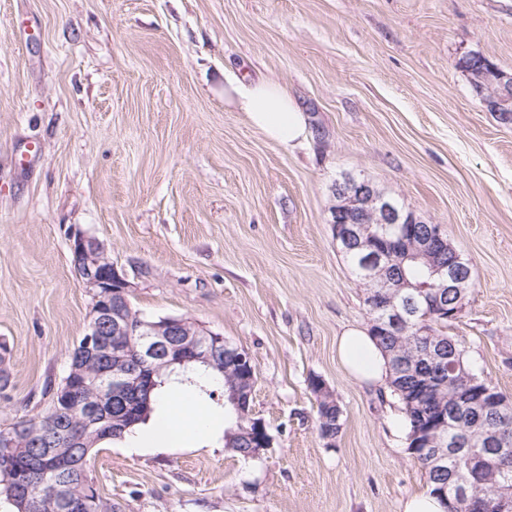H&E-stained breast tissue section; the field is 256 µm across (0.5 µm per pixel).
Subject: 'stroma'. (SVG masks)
<instances>
[{"label": "stroma", "instance_id": "stroma-1", "mask_svg": "<svg viewBox=\"0 0 512 512\" xmlns=\"http://www.w3.org/2000/svg\"><path fill=\"white\" fill-rule=\"evenodd\" d=\"M474 52L512 74V0H0V430L48 411L85 332L82 232L141 316L248 352L273 439L247 460L220 435L103 443L90 474L114 512H402L427 488L402 405L336 351L369 315L334 187L367 179L441 225L474 280L448 333L512 398V125L462 68ZM231 73L287 87L302 145L225 106ZM313 377L342 411L330 444Z\"/></svg>", "mask_w": 512, "mask_h": 512}]
</instances>
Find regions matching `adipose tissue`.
I'll return each mask as SVG.
<instances>
[{
	"mask_svg": "<svg viewBox=\"0 0 512 512\" xmlns=\"http://www.w3.org/2000/svg\"><path fill=\"white\" fill-rule=\"evenodd\" d=\"M224 102L244 112L250 124L282 149H289L306 138V120L285 85L272 81L244 83L224 81ZM337 352L350 373L368 384H386L387 360L368 331L350 329L337 339ZM164 410L161 420L150 426H136L127 438L133 449L168 451L185 440L208 433L212 415L203 401L193 398L185 386L174 385L157 399Z\"/></svg>",
	"mask_w": 512,
	"mask_h": 512,
	"instance_id": "ef3b65f1",
	"label": "adipose tissue"
}]
</instances>
